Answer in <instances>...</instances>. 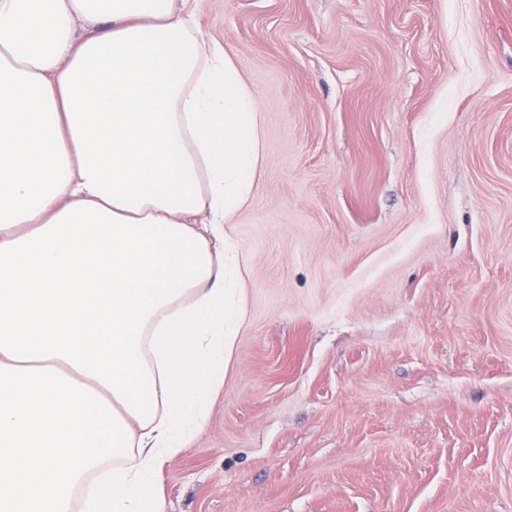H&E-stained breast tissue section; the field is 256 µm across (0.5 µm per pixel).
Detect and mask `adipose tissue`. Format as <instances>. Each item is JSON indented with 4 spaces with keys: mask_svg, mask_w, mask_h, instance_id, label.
Listing matches in <instances>:
<instances>
[{
    "mask_svg": "<svg viewBox=\"0 0 512 512\" xmlns=\"http://www.w3.org/2000/svg\"><path fill=\"white\" fill-rule=\"evenodd\" d=\"M198 16L0 0V512H164L224 385L263 143Z\"/></svg>",
    "mask_w": 512,
    "mask_h": 512,
    "instance_id": "ef3b65f1",
    "label": "adipose tissue"
}]
</instances>
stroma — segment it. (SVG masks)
Here are the masks:
<instances>
[{"label": "stroma", "instance_id": "1", "mask_svg": "<svg viewBox=\"0 0 512 512\" xmlns=\"http://www.w3.org/2000/svg\"><path fill=\"white\" fill-rule=\"evenodd\" d=\"M260 110L245 324L166 512H512V0H202Z\"/></svg>", "mask_w": 512, "mask_h": 512}]
</instances>
